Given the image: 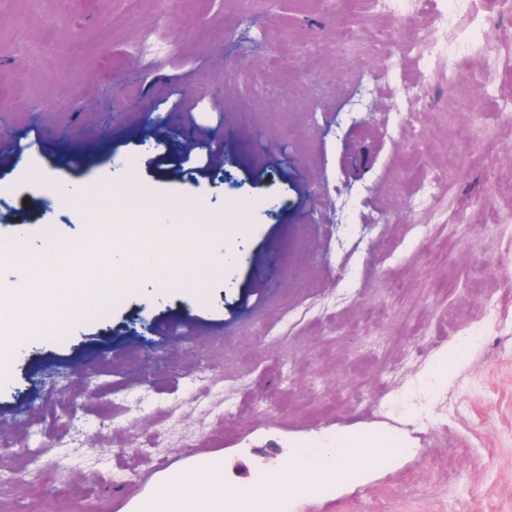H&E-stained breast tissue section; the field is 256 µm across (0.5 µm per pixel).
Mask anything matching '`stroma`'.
<instances>
[{
	"label": "stroma",
	"mask_w": 512,
	"mask_h": 512,
	"mask_svg": "<svg viewBox=\"0 0 512 512\" xmlns=\"http://www.w3.org/2000/svg\"><path fill=\"white\" fill-rule=\"evenodd\" d=\"M159 7L0 0V244L87 236L45 186L130 177L248 227L234 263L223 236L199 245L205 304L146 274L13 354L0 475L45 439L67 467L0 483V512L63 493L130 512L211 455L238 487L350 429L404 451L286 512H512V8L480 20L421 0L414 28L369 0H168L158 31ZM228 126L222 161L179 171ZM239 193L269 206L241 210ZM152 350L165 360L146 385Z\"/></svg>",
	"instance_id": "stroma-1"
}]
</instances>
